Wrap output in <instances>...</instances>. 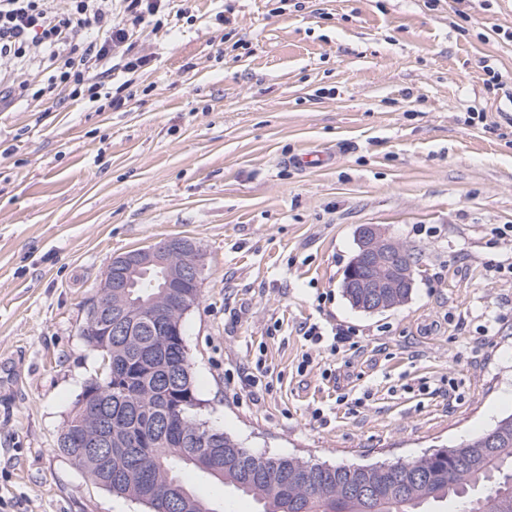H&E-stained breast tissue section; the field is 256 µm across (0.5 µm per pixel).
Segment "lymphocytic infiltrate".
<instances>
[{
	"instance_id": "f902f5d3",
	"label": "lymphocytic infiltrate",
	"mask_w": 512,
	"mask_h": 512,
	"mask_svg": "<svg viewBox=\"0 0 512 512\" xmlns=\"http://www.w3.org/2000/svg\"><path fill=\"white\" fill-rule=\"evenodd\" d=\"M52 0H0V59L25 61L47 53L51 73L42 83L26 82L0 89V101L51 100L61 88L73 94L96 90L94 72L112 60V47L129 41L135 29L152 25L164 0H121L122 22L112 19L105 0H69L70 7L57 12ZM86 29L91 39L74 42L76 29Z\"/></svg>"
}]
</instances>
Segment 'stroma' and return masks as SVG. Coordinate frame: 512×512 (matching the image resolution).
<instances>
[{"instance_id": "35a3bbf8", "label": "stroma", "mask_w": 512, "mask_h": 512, "mask_svg": "<svg viewBox=\"0 0 512 512\" xmlns=\"http://www.w3.org/2000/svg\"><path fill=\"white\" fill-rule=\"evenodd\" d=\"M130 43L149 63L97 98L0 109V512H146L57 443L103 373L80 329L109 264L171 236L204 254L197 416L243 447L366 466L512 414V0H170ZM310 150L335 164L288 165ZM363 224L418 259L410 299L372 314L340 288ZM313 322L346 335L312 352Z\"/></svg>"}]
</instances>
